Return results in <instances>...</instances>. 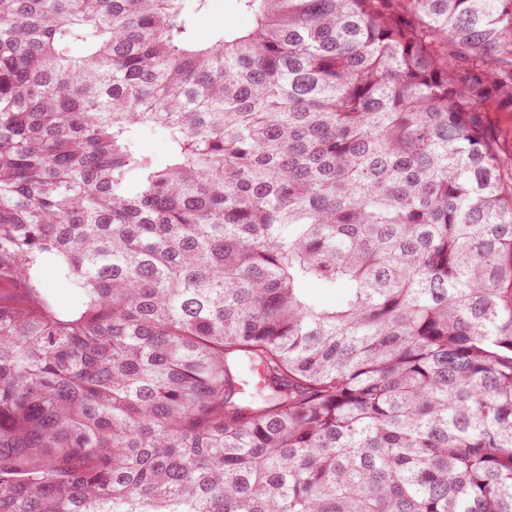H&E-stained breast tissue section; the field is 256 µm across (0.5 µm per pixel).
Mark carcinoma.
Masks as SVG:
<instances>
[{
  "label": "carcinoma",
  "mask_w": 512,
  "mask_h": 512,
  "mask_svg": "<svg viewBox=\"0 0 512 512\" xmlns=\"http://www.w3.org/2000/svg\"><path fill=\"white\" fill-rule=\"evenodd\" d=\"M213 2L0 0V512H512V0ZM225 27H240L246 23L245 18L238 15L230 7L229 0H217L214 4V9L210 15H203L197 18L196 28L200 36L206 37L212 26L223 24Z\"/></svg>",
  "instance_id": "obj_1"
}]
</instances>
